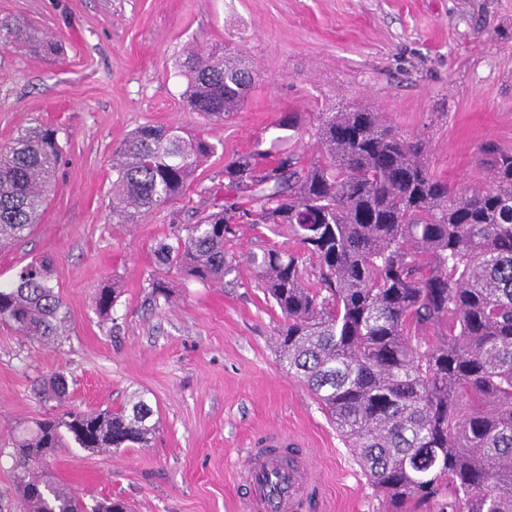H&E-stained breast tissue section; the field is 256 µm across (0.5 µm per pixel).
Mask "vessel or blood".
<instances>
[{
  "label": "vessel or blood",
  "instance_id": "vessel-or-blood-1",
  "mask_svg": "<svg viewBox=\"0 0 512 512\" xmlns=\"http://www.w3.org/2000/svg\"><path fill=\"white\" fill-rule=\"evenodd\" d=\"M299 445L297 438L273 431L248 448L244 479L253 512H308L321 483Z\"/></svg>",
  "mask_w": 512,
  "mask_h": 512
}]
</instances>
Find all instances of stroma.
I'll return each instance as SVG.
<instances>
[{
  "instance_id": "stroma-1",
  "label": "stroma",
  "mask_w": 512,
  "mask_h": 512,
  "mask_svg": "<svg viewBox=\"0 0 512 512\" xmlns=\"http://www.w3.org/2000/svg\"><path fill=\"white\" fill-rule=\"evenodd\" d=\"M30 21L62 42L53 59L0 47V147L18 131H58L57 184L32 233L0 251V282L32 259L53 263L69 338L45 346L0 323V512H20L9 440L23 422L65 409L117 410L134 393L153 407L148 447L105 454L58 449L56 480L85 499L118 497L132 512H247L240 475L251 440L299 436L323 482L312 512H386L307 385L281 363L284 326L249 252L291 248L266 228L226 246L237 270L203 285L154 250L224 192V167L270 143L296 114L370 107L410 136L449 185L481 181L478 149H512V0H0V18ZM221 45L260 79L237 112L211 121L187 111L176 63ZM177 125L216 150L186 196L135 224L112 221V153L136 128ZM168 301L149 302L152 283ZM118 284L110 319L99 288ZM64 374L69 395L38 390Z\"/></svg>"
}]
</instances>
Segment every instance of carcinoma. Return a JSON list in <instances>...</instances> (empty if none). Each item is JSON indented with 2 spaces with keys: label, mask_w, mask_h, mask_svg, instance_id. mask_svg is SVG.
I'll return each mask as SVG.
<instances>
[{
  "label": "carcinoma",
  "mask_w": 512,
  "mask_h": 512,
  "mask_svg": "<svg viewBox=\"0 0 512 512\" xmlns=\"http://www.w3.org/2000/svg\"><path fill=\"white\" fill-rule=\"evenodd\" d=\"M0 45L38 55L55 38L0 21ZM185 107L211 120L240 109L257 72L212 48L178 62ZM280 146L224 167V202L154 250L205 285L236 272L224 247L241 226L286 232L299 250L249 252L285 320L280 356L352 448L388 512L410 500L438 512H512V151L479 149L481 182L454 190L427 163V142L379 110L291 114ZM311 133L307 157L296 143ZM214 144L177 126L144 125L112 153V219L140 218L180 199ZM61 156L57 130L27 127L0 149V249L27 237L47 206ZM50 259L0 285V322L29 339H66ZM117 288L98 290L110 315ZM154 410L137 396L118 411L68 409L35 422L10 457L24 512H129L119 499L86 502L36 465L74 444L90 453L145 447Z\"/></svg>",
  "instance_id": "obj_1"
}]
</instances>
